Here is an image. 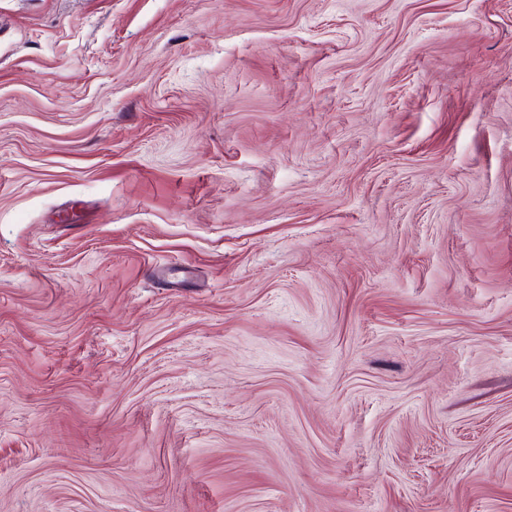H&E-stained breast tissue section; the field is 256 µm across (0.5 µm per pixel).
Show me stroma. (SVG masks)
<instances>
[{
    "label": "stroma",
    "mask_w": 512,
    "mask_h": 512,
    "mask_svg": "<svg viewBox=\"0 0 512 512\" xmlns=\"http://www.w3.org/2000/svg\"><path fill=\"white\" fill-rule=\"evenodd\" d=\"M0 512H512V0H0Z\"/></svg>",
    "instance_id": "35a3bbf8"
}]
</instances>
